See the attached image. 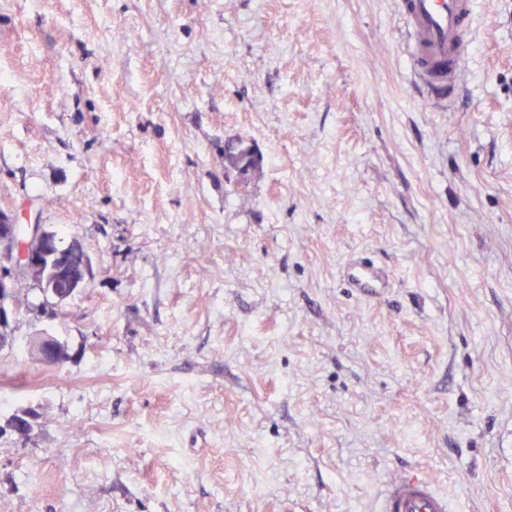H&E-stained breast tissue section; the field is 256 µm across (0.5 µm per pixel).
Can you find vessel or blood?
<instances>
[{"label":"vessel or blood","mask_w":512,"mask_h":512,"mask_svg":"<svg viewBox=\"0 0 512 512\" xmlns=\"http://www.w3.org/2000/svg\"><path fill=\"white\" fill-rule=\"evenodd\" d=\"M477 6L478 0H398L406 60L423 97L451 102L459 94ZM344 272L366 293L387 285L386 274L372 266L351 262ZM378 512H450V504L427 478L400 472L385 483Z\"/></svg>","instance_id":"b4317fda"}]
</instances>
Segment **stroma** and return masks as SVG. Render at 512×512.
<instances>
[{"label":"stroma","instance_id":"35a3bbf8","mask_svg":"<svg viewBox=\"0 0 512 512\" xmlns=\"http://www.w3.org/2000/svg\"><path fill=\"white\" fill-rule=\"evenodd\" d=\"M0 212L91 262L20 294L0 512H376L401 471L512 512V0L451 110L397 0H0ZM262 159L253 151L252 145L244 140H237L224 147V169L239 172L240 175H248L249 172L259 168ZM246 175V176H247ZM246 176L240 180L245 184ZM344 272L350 285L365 293L376 292L377 288L387 287L386 274L373 266L349 262ZM27 349L34 345L38 348V360L46 365H57L64 362L63 353L56 345V340L51 336H31L28 338Z\"/></svg>","mask_w":512,"mask_h":512}]
</instances>
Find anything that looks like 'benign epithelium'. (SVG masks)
Wrapping results in <instances>:
<instances>
[{
    "label": "benign epithelium",
    "mask_w": 512,
    "mask_h": 512,
    "mask_svg": "<svg viewBox=\"0 0 512 512\" xmlns=\"http://www.w3.org/2000/svg\"><path fill=\"white\" fill-rule=\"evenodd\" d=\"M50 233L40 224H17L0 212V327L14 320L12 291L21 278H31L45 266L64 262L49 248ZM38 348V360L46 365L64 362V355L50 336H31L27 347Z\"/></svg>",
    "instance_id": "obj_1"
}]
</instances>
